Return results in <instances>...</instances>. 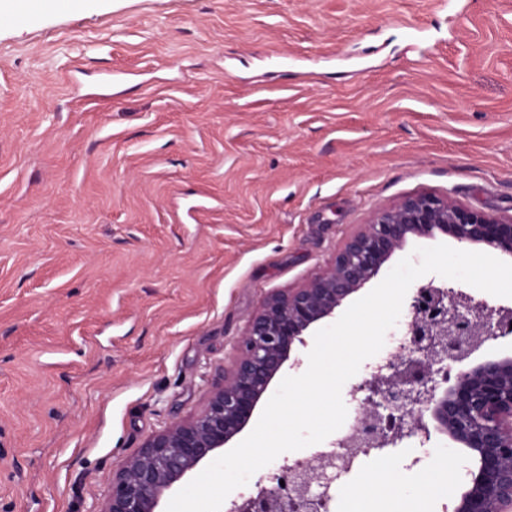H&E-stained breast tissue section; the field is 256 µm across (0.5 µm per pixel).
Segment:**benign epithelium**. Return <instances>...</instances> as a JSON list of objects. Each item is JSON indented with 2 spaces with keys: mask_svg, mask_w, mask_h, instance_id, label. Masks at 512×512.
<instances>
[{
  "mask_svg": "<svg viewBox=\"0 0 512 512\" xmlns=\"http://www.w3.org/2000/svg\"><path fill=\"white\" fill-rule=\"evenodd\" d=\"M438 233L512 256V220L449 198L413 195L378 210L320 275L263 299L204 409L149 436L137 455L120 462L100 512H158L188 473L243 432L284 367L301 364L296 348L307 332L334 317L409 238ZM407 318L404 340L350 387L352 428L332 449L284 463L288 490L278 473L261 477L226 512H332L341 470L411 439L423 446L434 434L470 459L449 512H512V354L468 364L490 342L512 335V307L431 281L416 288Z\"/></svg>",
  "mask_w": 512,
  "mask_h": 512,
  "instance_id": "benign-epithelium-1",
  "label": "benign epithelium"
}]
</instances>
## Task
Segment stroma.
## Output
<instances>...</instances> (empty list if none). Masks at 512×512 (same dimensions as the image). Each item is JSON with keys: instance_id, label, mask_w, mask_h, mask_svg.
I'll return each mask as SVG.
<instances>
[{"instance_id": "obj_1", "label": "stroma", "mask_w": 512, "mask_h": 512, "mask_svg": "<svg viewBox=\"0 0 512 512\" xmlns=\"http://www.w3.org/2000/svg\"><path fill=\"white\" fill-rule=\"evenodd\" d=\"M55 0L0 22V512H100L376 210L512 220V0ZM443 437L360 457L443 512Z\"/></svg>"}]
</instances>
